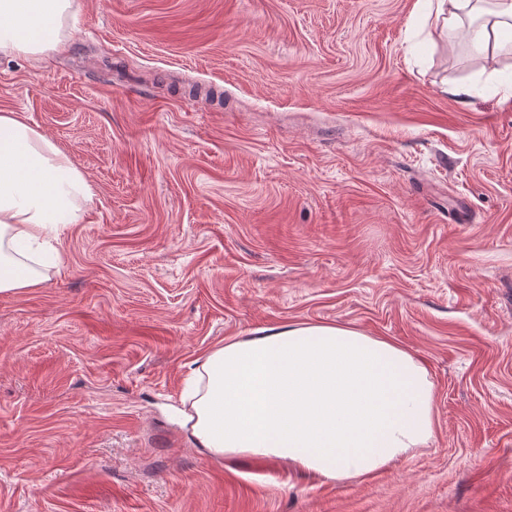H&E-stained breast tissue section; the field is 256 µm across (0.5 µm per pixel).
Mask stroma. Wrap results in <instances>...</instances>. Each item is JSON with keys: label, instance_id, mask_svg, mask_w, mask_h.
<instances>
[{"label": "stroma", "instance_id": "obj_1", "mask_svg": "<svg viewBox=\"0 0 512 512\" xmlns=\"http://www.w3.org/2000/svg\"><path fill=\"white\" fill-rule=\"evenodd\" d=\"M72 5L0 57L93 190L0 296V512H512V54L424 0ZM301 323L422 359L431 444L347 483L194 448L192 362Z\"/></svg>", "mask_w": 512, "mask_h": 512}]
</instances>
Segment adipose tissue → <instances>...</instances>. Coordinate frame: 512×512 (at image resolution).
Returning <instances> with one entry per match:
<instances>
[{
	"label": "adipose tissue",
	"instance_id": "obj_1",
	"mask_svg": "<svg viewBox=\"0 0 512 512\" xmlns=\"http://www.w3.org/2000/svg\"><path fill=\"white\" fill-rule=\"evenodd\" d=\"M71 0H0V56L63 45ZM474 50L512 51V0H434ZM90 186L72 158L17 114L0 113V295L35 288L59 253L48 237L77 221ZM181 425L212 459L266 457L325 482L375 473L429 444L433 384L397 343L339 325L289 324L233 339L199 359Z\"/></svg>",
	"mask_w": 512,
	"mask_h": 512
}]
</instances>
